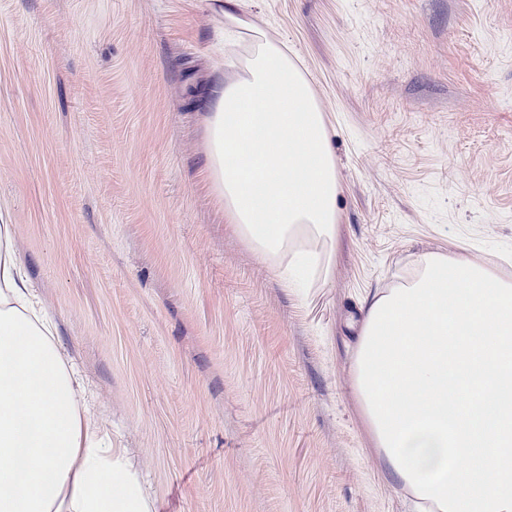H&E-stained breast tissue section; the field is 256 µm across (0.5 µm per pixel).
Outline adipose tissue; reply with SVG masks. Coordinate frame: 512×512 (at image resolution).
<instances>
[{"label":"adipose tissue","instance_id":"ef3b65f1","mask_svg":"<svg viewBox=\"0 0 512 512\" xmlns=\"http://www.w3.org/2000/svg\"><path fill=\"white\" fill-rule=\"evenodd\" d=\"M207 101L206 169L238 235L288 287L330 280L340 191L331 136L286 45L252 29ZM353 388L416 512H512V277L461 254L366 298ZM0 512H151L112 431L74 387L0 223Z\"/></svg>","mask_w":512,"mask_h":512}]
</instances>
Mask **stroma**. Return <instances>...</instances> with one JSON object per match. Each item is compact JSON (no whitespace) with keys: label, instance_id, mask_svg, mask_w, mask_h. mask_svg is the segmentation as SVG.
<instances>
[{"label":"stroma","instance_id":"35a3bbf8","mask_svg":"<svg viewBox=\"0 0 512 512\" xmlns=\"http://www.w3.org/2000/svg\"><path fill=\"white\" fill-rule=\"evenodd\" d=\"M297 56L341 191L300 298L224 217L203 0H0V222L153 512H412L353 393L364 299L417 253L512 276V0H240Z\"/></svg>","mask_w":512,"mask_h":512}]
</instances>
